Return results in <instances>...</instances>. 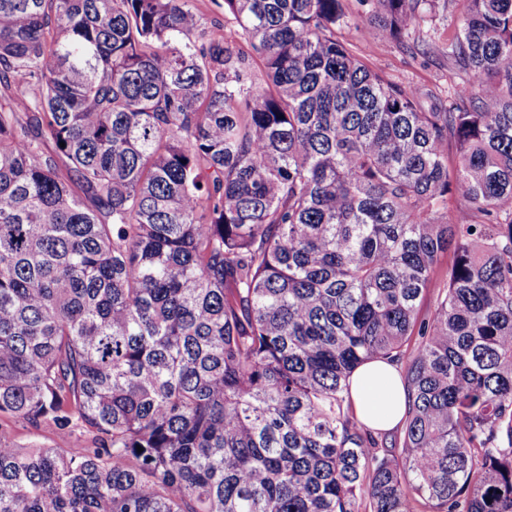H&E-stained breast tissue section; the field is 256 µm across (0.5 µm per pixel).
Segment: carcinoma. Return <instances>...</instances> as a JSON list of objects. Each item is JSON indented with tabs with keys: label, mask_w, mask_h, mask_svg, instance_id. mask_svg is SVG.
<instances>
[{
	"label": "carcinoma",
	"mask_w": 512,
	"mask_h": 512,
	"mask_svg": "<svg viewBox=\"0 0 512 512\" xmlns=\"http://www.w3.org/2000/svg\"><path fill=\"white\" fill-rule=\"evenodd\" d=\"M193 2L0 0V416L86 437L0 436V512H512V0H445L446 104L346 0ZM195 3L204 27L223 26L227 36L236 37V27L224 18L223 0H196ZM350 24L341 31L353 53L370 68L385 73L402 86L426 85L444 100L453 95L458 79L448 70V59L441 53L423 55L424 43L439 47L448 43L458 21L449 11L422 14L419 23L405 32L400 43H387L370 24L356 0L347 2ZM349 383L353 409L368 428L386 431L403 420L407 392L392 364L367 361L352 372Z\"/></svg>",
	"instance_id": "carcinoma-1"
}]
</instances>
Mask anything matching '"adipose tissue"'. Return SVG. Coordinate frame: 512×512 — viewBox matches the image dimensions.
I'll use <instances>...</instances> for the list:
<instances>
[{"label":"adipose tissue","instance_id":"adipose-tissue-1","mask_svg":"<svg viewBox=\"0 0 512 512\" xmlns=\"http://www.w3.org/2000/svg\"><path fill=\"white\" fill-rule=\"evenodd\" d=\"M349 383L353 409L368 428L386 431L403 420L407 392L392 364L379 360L365 362L352 372Z\"/></svg>","mask_w":512,"mask_h":512}]
</instances>
